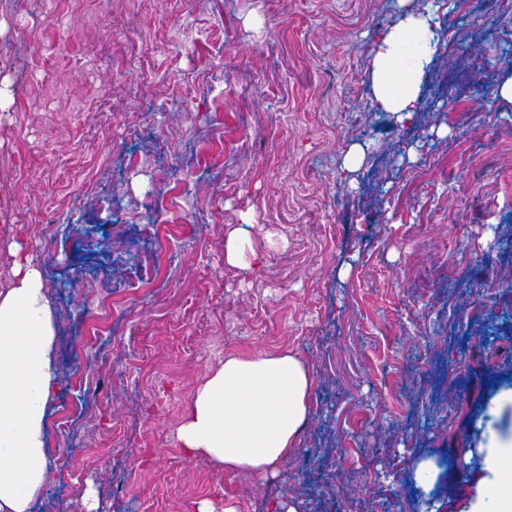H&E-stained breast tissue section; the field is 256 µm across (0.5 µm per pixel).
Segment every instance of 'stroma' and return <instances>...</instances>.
<instances>
[{"label": "stroma", "instance_id": "1", "mask_svg": "<svg viewBox=\"0 0 512 512\" xmlns=\"http://www.w3.org/2000/svg\"><path fill=\"white\" fill-rule=\"evenodd\" d=\"M409 13L405 124L371 72ZM510 79L497 0H0V290L39 270L62 380L35 512H466L512 434ZM255 352L313 377L265 479L177 439ZM428 19L409 15L383 33L373 60L374 100L383 112L411 122L419 108L424 62L432 51Z\"/></svg>", "mask_w": 512, "mask_h": 512}]
</instances>
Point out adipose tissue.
<instances>
[{
	"label": "adipose tissue",
	"instance_id": "adipose-tissue-1",
	"mask_svg": "<svg viewBox=\"0 0 512 512\" xmlns=\"http://www.w3.org/2000/svg\"><path fill=\"white\" fill-rule=\"evenodd\" d=\"M427 18L410 15L383 33L373 60L379 108L411 122L419 108L422 68L432 51ZM50 302L37 269L12 268L0 291V512H33L48 479L45 413L61 382L53 368ZM312 375L295 355L226 356L198 387L178 430L189 453L226 470L276 474L310 410Z\"/></svg>",
	"mask_w": 512,
	"mask_h": 512
}]
</instances>
